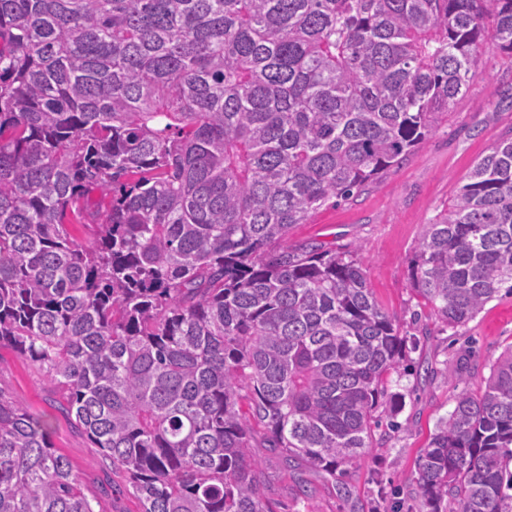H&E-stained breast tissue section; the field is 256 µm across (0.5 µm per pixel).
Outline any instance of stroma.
I'll return each mask as SVG.
<instances>
[{"instance_id": "1", "label": "stroma", "mask_w": 512, "mask_h": 512, "mask_svg": "<svg viewBox=\"0 0 512 512\" xmlns=\"http://www.w3.org/2000/svg\"><path fill=\"white\" fill-rule=\"evenodd\" d=\"M510 137L512 60L489 48L464 96L424 144L352 199L324 207L291 229L290 244L355 251L376 299L398 317L407 347L388 383L389 392L402 397L399 428L376 431L373 448L343 476L357 509L317 470H295L278 452L260 448L262 491L272 512H370L378 502L388 512H416V462L439 419L453 410L461 392L484 388L493 363L512 346V294L500 291L474 319L450 328L414 291L410 260L422 225L448 206L473 164ZM0 391L50 423L54 447L88 488L109 483L101 498L104 512H141L124 475L105 474L87 436L52 407L38 369L8 348L0 349ZM305 486L311 495L302 494Z\"/></svg>"}]
</instances>
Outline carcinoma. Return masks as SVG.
Here are the masks:
<instances>
[{"mask_svg":"<svg viewBox=\"0 0 512 512\" xmlns=\"http://www.w3.org/2000/svg\"><path fill=\"white\" fill-rule=\"evenodd\" d=\"M490 47L512 58V0H0V349L142 512H271L257 444L334 480L398 428L397 319L288 234L428 140ZM411 282L452 328L512 292V139ZM414 482L419 512H512V347ZM0 512H104L2 394Z\"/></svg>","mask_w":512,"mask_h":512,"instance_id":"cac0c4a2","label":"carcinoma"}]
</instances>
